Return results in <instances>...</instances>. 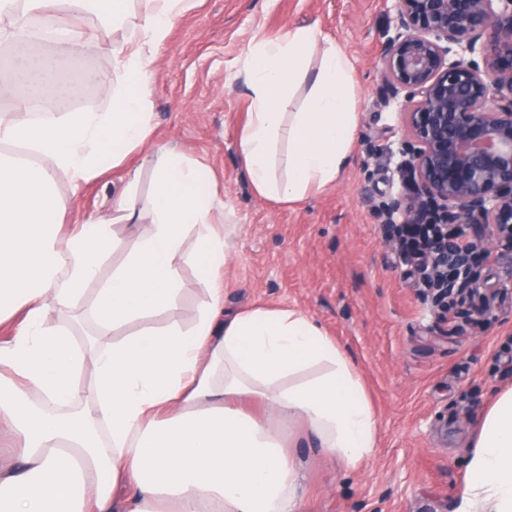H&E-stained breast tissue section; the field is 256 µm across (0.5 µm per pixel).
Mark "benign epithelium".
<instances>
[{"label":"benign epithelium","instance_id":"7a95c632","mask_svg":"<svg viewBox=\"0 0 512 512\" xmlns=\"http://www.w3.org/2000/svg\"><path fill=\"white\" fill-rule=\"evenodd\" d=\"M379 105L403 97L399 168L413 187L383 203L384 237L420 272L439 323L479 321L512 298V0H396Z\"/></svg>","mask_w":512,"mask_h":512}]
</instances>
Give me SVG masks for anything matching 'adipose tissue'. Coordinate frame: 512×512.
I'll return each mask as SVG.
<instances>
[{"label": "adipose tissue", "instance_id": "adipose-tissue-1", "mask_svg": "<svg viewBox=\"0 0 512 512\" xmlns=\"http://www.w3.org/2000/svg\"><path fill=\"white\" fill-rule=\"evenodd\" d=\"M130 3L0 0V43L33 45L47 28L79 40L89 9L119 22ZM188 5L141 0L102 81L107 110L30 118L44 85L70 97L83 86L61 79L50 56L11 70V104L0 110V327L9 329L0 336V432L14 448L0 460V512H301L303 462L253 413L256 399L302 423L315 454L344 468H358L377 446L378 416L353 358L312 317L271 307L225 317L232 243L215 220L210 170L161 149L151 194L137 191L142 169L127 159L151 142V65ZM238 78L250 109L239 150L254 193L288 204L334 183L357 121L353 69L336 40L289 27L250 43ZM304 84L302 111H288ZM119 166L111 219L63 231L58 176L78 187ZM116 224L136 225V242L103 281ZM185 258L201 290L192 322L111 341L112 331L175 307ZM79 305L101 338L87 391L76 380L84 354L74 331L49 321ZM457 512H512V389L478 421Z\"/></svg>", "mask_w": 512, "mask_h": 512}]
</instances>
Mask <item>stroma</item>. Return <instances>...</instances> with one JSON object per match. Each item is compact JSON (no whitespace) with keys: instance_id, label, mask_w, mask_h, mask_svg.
Masks as SVG:
<instances>
[{"instance_id":"35a3bbf8","label":"stroma","mask_w":512,"mask_h":512,"mask_svg":"<svg viewBox=\"0 0 512 512\" xmlns=\"http://www.w3.org/2000/svg\"><path fill=\"white\" fill-rule=\"evenodd\" d=\"M394 0H191L151 68L150 146L131 155L149 192L156 149L174 147L210 168L233 249L224 266V314L293 307L314 317L353 357L378 415V444L355 470L314 455L302 512H456L480 413L512 388V302L480 327L440 324L416 272L383 241L379 201L407 194L398 165L406 131L398 101L377 108L380 56L394 34ZM88 34L61 55L112 70L127 24ZM313 25L336 40L355 71L358 122L350 164L321 193L276 204L251 190L238 149L249 100L235 74L251 39ZM115 168L81 187L58 177L65 228L109 217Z\"/></svg>"}]
</instances>
